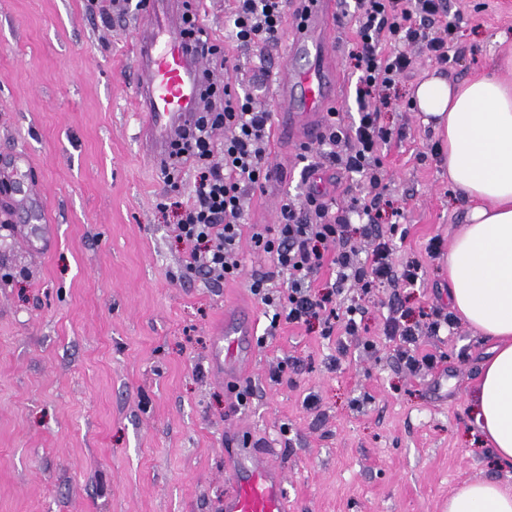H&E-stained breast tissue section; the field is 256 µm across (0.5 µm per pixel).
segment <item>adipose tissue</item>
I'll return each instance as SVG.
<instances>
[{
	"mask_svg": "<svg viewBox=\"0 0 512 512\" xmlns=\"http://www.w3.org/2000/svg\"><path fill=\"white\" fill-rule=\"evenodd\" d=\"M512 56L499 70L421 82L413 105L446 139L448 181L473 206L448 252V302L493 342L473 410L497 457L512 463ZM448 512H512V485L477 480L448 499Z\"/></svg>",
	"mask_w": 512,
	"mask_h": 512,
	"instance_id": "1",
	"label": "adipose tissue"
}]
</instances>
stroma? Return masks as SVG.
Listing matches in <instances>:
<instances>
[{"mask_svg":"<svg viewBox=\"0 0 512 512\" xmlns=\"http://www.w3.org/2000/svg\"><path fill=\"white\" fill-rule=\"evenodd\" d=\"M470 20L441 66L410 47L413 68L388 92L379 147L388 189L378 210L393 261L419 262L420 285L378 288L365 302L367 353L318 323L268 333L252 278L274 275L253 231L277 224L280 206L305 205L308 167L337 205L368 194L359 174L325 166L317 151L282 166L277 183L248 194L242 275L216 281L186 265L170 191L135 134L134 52L144 10L106 15L105 0H0V155L22 152L33 199L0 195V512H221L224 451L272 450L287 473L290 512H448L461 483H512L476 423L472 395L490 339L460 325L430 341L439 362L416 376L383 335L391 306L412 316L448 304L445 257L468 201L448 185L439 136L409 105L436 74L461 81L512 53V0H446ZM343 19L335 60L344 78L336 124L357 112ZM285 21L266 65L228 46L229 73L278 113L270 73L288 58ZM246 307L257 337L248 374L234 385L210 368L215 324ZM280 381H273L274 371ZM317 404H304L308 395Z\"/></svg>","mask_w":512,"mask_h":512,"instance_id":"obj_1","label":"stroma"}]
</instances>
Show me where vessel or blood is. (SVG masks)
Segmentation results:
<instances>
[{"label":"vessel or blood","instance_id":"b4317fda","mask_svg":"<svg viewBox=\"0 0 512 512\" xmlns=\"http://www.w3.org/2000/svg\"><path fill=\"white\" fill-rule=\"evenodd\" d=\"M303 12L295 20L291 55L310 58L308 68L282 66L273 77L280 123L273 138L298 146L319 142L324 117L338 100L339 79L331 48L336 0H301ZM148 19L138 31L134 84L137 103L146 114L145 147L157 162L169 155L173 143L188 128L202 106L205 75L193 40L182 36V0H149ZM254 356L250 317L228 310L224 315L223 344L215 371L225 381L243 376ZM228 487L222 512H288L286 476L269 452L230 448L224 452Z\"/></svg>","mask_w":512,"mask_h":512}]
</instances>
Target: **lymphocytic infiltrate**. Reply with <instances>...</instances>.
<instances>
[{"mask_svg":"<svg viewBox=\"0 0 512 512\" xmlns=\"http://www.w3.org/2000/svg\"><path fill=\"white\" fill-rule=\"evenodd\" d=\"M199 0H184L199 51L208 71L228 70L229 58L211 40L198 9ZM288 12V0H236L224 37L239 47H266L275 43ZM356 42L351 52L356 80L358 117L351 126L337 128L328 121L319 153L330 165H342L366 178L371 190L385 191L379 170V145L389 133L378 122V109L370 99L376 90L389 88L413 67L407 49L421 46L437 63L448 61V45L455 39L464 17L447 14L444 0H355ZM203 107L193 125L175 142L163 164L167 183L184 166L195 172L192 200L175 202L178 236L190 251L188 266L203 269L216 279H234L241 273L238 258L243 236L246 195L263 189L268 180L266 163L271 114L259 107L251 92L232 79L206 82ZM225 138H218V130ZM304 212L283 204L280 222L254 231L255 250L268 255L277 273L288 280L287 293L268 286L267 278L253 279L251 293L266 307L268 331L281 323L318 321L324 335L340 330L358 337L364 318L361 304L373 288L416 285L421 267L409 263L395 267L388 239H379L369 260H361L355 232L375 235V202L353 198L344 211L325 202L321 191L310 190ZM364 218L362 229L352 217ZM331 266L333 282L318 291L313 283L324 266ZM349 294L344 311L333 308L334 297ZM458 321L453 312L437 307L428 313L423 328L409 324L407 313L392 308L384 334L393 342L397 363L418 374L432 370L438 360L426 351V340L453 334Z\"/></svg>","mask_w":512,"mask_h":512,"instance_id":"lymphocytic-infiltrate-1","label":"lymphocytic infiltrate"}]
</instances>
